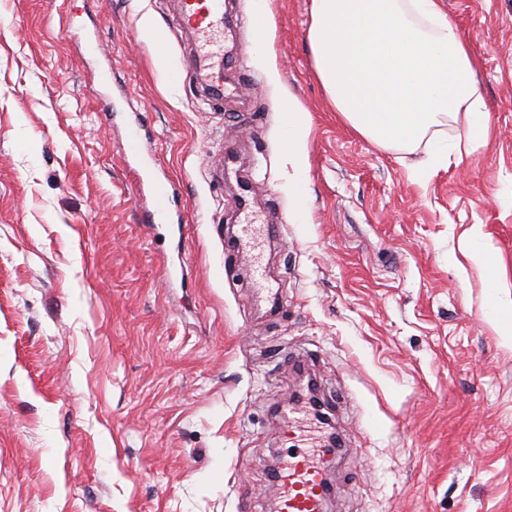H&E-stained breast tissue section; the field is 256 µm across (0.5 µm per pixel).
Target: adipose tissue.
I'll return each instance as SVG.
<instances>
[{"instance_id":"obj_1","label":"adipose tissue","mask_w":512,"mask_h":512,"mask_svg":"<svg viewBox=\"0 0 512 512\" xmlns=\"http://www.w3.org/2000/svg\"><path fill=\"white\" fill-rule=\"evenodd\" d=\"M309 42L332 106L361 135L405 149L428 140L421 175L448 163V147L430 128L465 113L464 141L488 138L476 61L441 0H312ZM278 110L288 119L285 143L297 173L306 166L308 113L290 94Z\"/></svg>"}]
</instances>
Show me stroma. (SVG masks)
I'll return each instance as SVG.
<instances>
[{
  "label": "stroma",
  "mask_w": 512,
  "mask_h": 512,
  "mask_svg": "<svg viewBox=\"0 0 512 512\" xmlns=\"http://www.w3.org/2000/svg\"><path fill=\"white\" fill-rule=\"evenodd\" d=\"M227 7L217 107L170 79L173 0H0V512H275L273 468L334 432L331 512H512V0H443L489 138L421 181L424 146L331 106L311 0H270L268 57L253 0ZM136 119L181 224L141 218ZM278 110L288 118V136L285 144L291 160L301 178L306 166L305 142L308 131V113L298 101L285 92L278 101Z\"/></svg>",
  "instance_id": "stroma-1"
}]
</instances>
